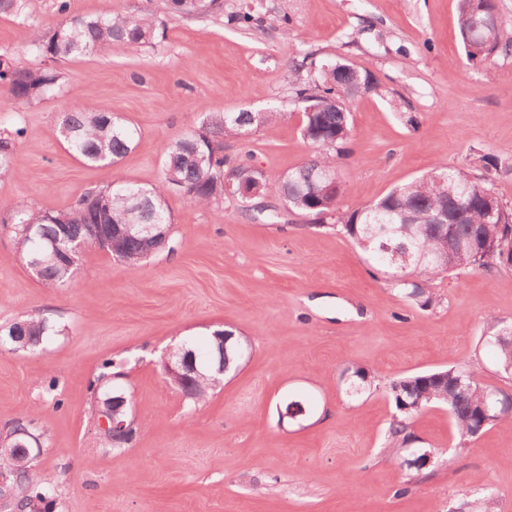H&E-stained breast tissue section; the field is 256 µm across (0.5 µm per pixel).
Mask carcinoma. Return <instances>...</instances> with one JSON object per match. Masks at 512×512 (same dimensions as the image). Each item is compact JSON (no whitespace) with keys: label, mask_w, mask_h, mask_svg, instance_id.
I'll return each instance as SVG.
<instances>
[{"label":"carcinoma","mask_w":512,"mask_h":512,"mask_svg":"<svg viewBox=\"0 0 512 512\" xmlns=\"http://www.w3.org/2000/svg\"><path fill=\"white\" fill-rule=\"evenodd\" d=\"M151 0H138L133 9L105 16H68L54 28L43 31L34 26L30 50L44 58L78 57L91 54L103 46L115 44L135 48L154 39L156 21L149 7ZM223 8V0H171V9L177 13L205 17ZM497 13L495 0H458L457 26L462 43L483 37L477 23L481 14ZM311 53L294 62L295 81L292 90L303 104L301 136L317 149V154L301 166L282 176L259 172L262 193L285 202L291 208L317 215L336 218L352 240L363 250L366 261L388 274L397 293L421 308L432 303L425 286L447 273L457 275L494 265L512 266V208L502 206L497 216L488 219L483 194L490 190L487 178L476 177L461 168H436L427 175L403 184L375 203L351 212L341 209L345 194L343 184H337L328 194L319 185L324 173L338 170L337 160L347 152L350 138L347 102L350 90L363 84L365 92L376 93L377 81L367 71L351 64H342L328 70L309 61ZM60 75L44 67L22 68L0 61V81L10 87L16 104L30 105L56 88ZM280 115L276 109L261 114L243 109L239 112H210L201 125L177 139L168 148L160 182L147 188L136 183H114L96 194L80 196L66 211V224H53L51 210L16 208L12 214L17 245L26 262L36 256L50 258L61 247L80 243L83 248L99 247L122 259L128 253L144 254L149 250L142 236L123 237L119 229L136 224H160L170 227V208L167 194L172 182L182 186L185 200L197 207H208L224 200V171L227 161L217 155L223 151L220 139L241 138L249 129L270 124ZM67 130L63 138L68 151L91 165H114L130 152L139 137L133 124L115 114L105 116L85 104L74 106L56 134ZM446 175L466 191L465 206L469 223L453 226V237L464 247L444 255L448 227L428 222L429 212L444 204L436 177ZM405 246L412 255L411 266L398 276V270L388 262L383 245ZM73 268L65 263H50L35 277L51 288H63L71 280ZM30 340L38 349L54 329L42 317L31 316L21 320ZM489 335L484 344L493 352L499 372L512 375V344L502 335V321L494 316L485 320ZM112 361L103 363V371L90 384L91 404L112 396ZM200 376L180 389L183 396L199 404L207 398L213 384L204 362H199ZM453 375L458 384L448 388L442 376ZM491 388L478 372L462 367L430 371L394 380L388 385V395L396 412L388 428L391 452L410 472L421 467L412 463L418 448L410 447L412 420L434 405L447 407L459 437V444L471 442L482 434L480 413L486 409L489 420L485 428L493 427L507 416L501 411ZM16 472L13 477L15 512H47L53 505L52 489L42 478L38 463L29 466L15 464L0 455V470Z\"/></svg>","instance_id":"1"}]
</instances>
